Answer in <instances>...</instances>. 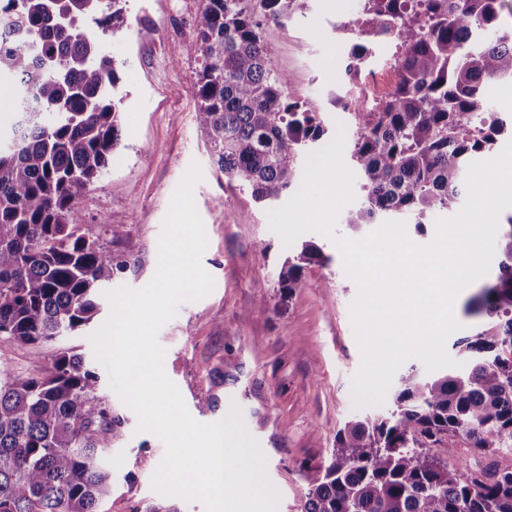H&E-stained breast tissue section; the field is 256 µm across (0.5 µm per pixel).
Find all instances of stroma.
Segmentation results:
<instances>
[{"label": "stroma", "instance_id": "1", "mask_svg": "<svg viewBox=\"0 0 512 512\" xmlns=\"http://www.w3.org/2000/svg\"><path fill=\"white\" fill-rule=\"evenodd\" d=\"M204 5L205 0H125V23L118 30L103 33L88 23V32L101 37L116 62V95L122 103L120 141L110 164L78 199L85 218L78 233L111 251L119 265L111 289L145 287L158 269L171 199L190 168L199 166L192 196L207 238L201 263L213 288L183 303L160 329L164 370L198 422H218L235 407L250 412L246 430L279 495L277 512H298L306 487L331 457L337 430L388 410L384 404L356 406L352 396L351 380L361 363L351 317L358 289L335 243L339 236L363 239L374 227L350 226L348 209H342L334 237L316 231L298 236V243L321 246L331 262L307 267L301 287L289 301H280L277 273L293 249L271 231L268 206L249 190L225 183L197 128L196 78L203 56L194 21ZM360 8L361 0H309L307 8L265 27L271 56L287 72L292 95L317 108L331 137L338 125L349 124L342 104L362 84L382 97L397 80L391 41L372 46L357 80L346 77L357 38L343 26L359 18ZM116 224L124 227L117 236ZM111 314L110 301L101 299L92 324L36 349L0 338V360L37 375L65 346L97 374L99 395L121 421L106 444L112 491L100 512H145L158 503L179 512H205L201 502L152 488L164 445L139 430L136 412L112 389L89 341ZM204 397L214 400L212 411L198 410Z\"/></svg>", "mask_w": 512, "mask_h": 512}]
</instances>
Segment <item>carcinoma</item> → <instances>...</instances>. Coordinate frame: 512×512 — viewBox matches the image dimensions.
Returning <instances> with one entry per match:
<instances>
[{
	"label": "carcinoma",
	"mask_w": 512,
	"mask_h": 512,
	"mask_svg": "<svg viewBox=\"0 0 512 512\" xmlns=\"http://www.w3.org/2000/svg\"><path fill=\"white\" fill-rule=\"evenodd\" d=\"M0 0V75L13 80L15 122L0 147V337L26 345L91 323L98 289L112 281V252L75 236L82 191L107 167L119 140L115 62L87 35L121 19V0ZM306 0H207L195 28L204 62L196 121L224 181L263 203L294 187L302 153L325 129L317 110L286 93L263 21L279 22ZM512 0H363L345 74L356 78L383 39L396 42L398 80L359 113L350 157L365 191L350 225L407 214L416 225L450 208L466 166L491 149L504 122L489 109L493 81L512 82ZM499 273L468 299L479 319L456 346L455 373L401 379L387 416L347 423L302 512H512V467L477 482L431 456L462 441L485 456L512 442V216ZM330 258L313 244L278 274L285 299L309 265ZM81 356L57 352L32 375L0 362V512H99L112 490L104 444L120 421L98 395Z\"/></svg>",
	"instance_id": "cac0c4a2"
}]
</instances>
